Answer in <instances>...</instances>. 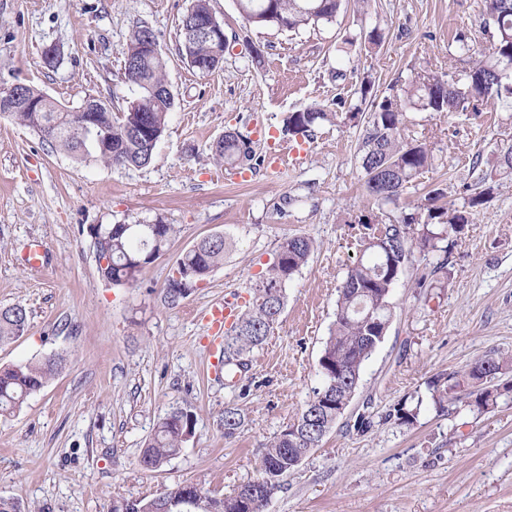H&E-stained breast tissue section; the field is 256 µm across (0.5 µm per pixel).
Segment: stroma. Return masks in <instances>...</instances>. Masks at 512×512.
<instances>
[{"instance_id": "stroma-1", "label": "stroma", "mask_w": 512, "mask_h": 512, "mask_svg": "<svg viewBox=\"0 0 512 512\" xmlns=\"http://www.w3.org/2000/svg\"><path fill=\"white\" fill-rule=\"evenodd\" d=\"M191 0H0V83L23 80L68 109L86 95L126 110L123 49L135 26L151 28L167 59L176 105L143 168L78 164L30 129L0 119V307L27 309L29 325L0 346V366L60 358L58 370L20 411L0 417V496L31 512H107L113 501L151 498L178 484L230 495L257 476L264 444L320 383L318 360L334 320L337 288L362 254L358 221L396 219L420 204L426 186L447 187L461 207L464 186L495 167L512 143V112L480 116L414 112L408 128L436 158L397 203L377 207L365 193L357 143L361 126L325 124L308 137L281 131L288 112L338 102L354 106L364 80L378 93L414 73L448 70L455 38L488 47L482 0H369L336 21L297 32L256 28L236 0H212L229 48L200 76L181 58L179 21ZM383 29L362 54L346 40ZM58 61L46 65L44 52ZM256 142V170L214 166L208 147L225 129ZM295 166L272 175L267 160L285 146ZM93 224H174L169 251L134 288L100 279ZM315 245L289 283L287 303L248 369L227 385L223 351L208 330L212 307L243 305L284 234ZM234 242L222 266L176 305L166 282L178 257L202 238ZM44 263L31 267L32 245ZM417 256L391 292L389 330L365 362L347 417L371 410L367 433L345 420L297 470L266 512H512V392L493 409L439 411L427 383L490 353L512 354V179L494 184L448 263V283L428 303L413 296ZM420 404L414 426L388 420L399 403ZM244 424L224 436V407ZM194 415L181 453L161 470L139 464L157 422L173 408Z\"/></svg>"}]
</instances>
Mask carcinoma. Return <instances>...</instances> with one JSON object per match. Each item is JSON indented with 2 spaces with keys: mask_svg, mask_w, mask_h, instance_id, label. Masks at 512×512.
<instances>
[{
  "mask_svg": "<svg viewBox=\"0 0 512 512\" xmlns=\"http://www.w3.org/2000/svg\"><path fill=\"white\" fill-rule=\"evenodd\" d=\"M242 18L256 28L276 27L298 31L332 23L342 0H236ZM181 22L205 20L213 14L211 0H192ZM483 27L493 29L492 44L486 53H477L460 37L458 60L466 67L439 75L432 70L416 73L400 95L380 96L371 81L361 84L359 104L341 116L315 106L288 113L282 132L308 136L324 123H342L358 119L362 108L369 116L358 150L361 154L364 188L378 206L395 203L407 188L435 164L429 145L405 133L411 112H471L512 102V0H484ZM153 30L145 25L131 32L123 51L124 79L138 90V110L114 112L100 97L91 99L98 112L99 135L112 138L118 150L112 156L99 154L86 138L79 112H61L49 100L44 112H0V117L35 131L43 140L76 162H96L112 167L149 165L155 146L145 140L140 126L164 133L170 112L169 101L149 92L157 80L167 77L163 54L149 55L143 49L145 37ZM215 44L205 38L191 46V55L200 62L212 59ZM209 159L216 165L254 168L261 156L249 135L238 131L224 135V145L209 146ZM445 189L430 190L424 203L395 220L364 219L362 258L351 267L340 286L335 319L323 346L318 364L320 385L295 418L266 444L259 458L255 479L242 484L232 496L210 495L193 484H178L152 498L117 500L107 512H178L176 504L198 497L203 512H264L280 490L282 479L294 471L315 449L343 415L340 402L354 397L364 363L382 342L393 317L390 294L407 268L414 265L415 254L441 252L443 257L415 277L417 300L427 301L435 278L448 265V256L472 215L490 197V189L468 195L462 208L444 207L438 201ZM177 234L173 224L157 225L156 235L146 238L140 225L100 224L90 228L95 261L105 258L109 264L97 267L99 277L114 287H133L148 264L163 256ZM233 243L223 235H211L186 250L176 261L166 284V298L174 305L190 295L220 265ZM314 250L313 241L303 235H291L278 244L273 261L265 273L248 288L249 299L230 328L224 331V369H235L234 362L244 359L263 345L273 331L287 302L288 284L304 267ZM28 312L21 305L0 308V344L24 334ZM58 366L55 358L30 360L0 367V416L19 410L28 397L41 390ZM512 370V357L490 354L475 363L437 376L428 382L435 406L461 403L486 412L497 403L501 390L511 391L512 383L501 382ZM423 400L413 406L399 404L388 414L399 425L412 426L420 414ZM194 415L182 408L166 414L156 425L143 448L139 463L146 471L161 469L177 456L192 434ZM238 408L224 407V436L231 438L242 427Z\"/></svg>",
  "mask_w": 512,
  "mask_h": 512,
  "instance_id": "obj_1",
  "label": "carcinoma"
}]
</instances>
